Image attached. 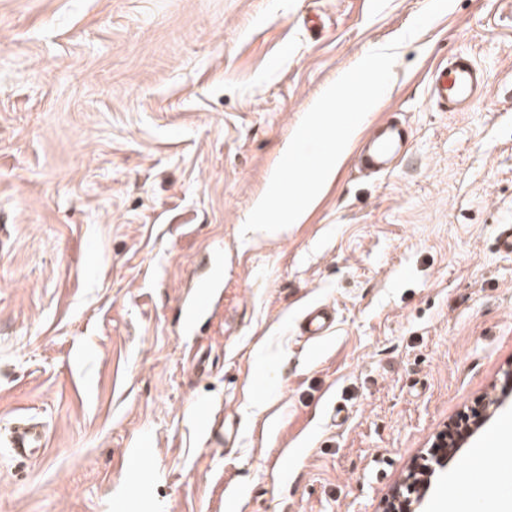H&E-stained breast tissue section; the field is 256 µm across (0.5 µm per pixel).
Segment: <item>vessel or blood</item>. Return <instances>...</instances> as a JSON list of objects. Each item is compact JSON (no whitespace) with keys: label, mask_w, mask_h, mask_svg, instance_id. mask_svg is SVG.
Returning a JSON list of instances; mask_svg holds the SVG:
<instances>
[{"label":"vessel or blood","mask_w":512,"mask_h":512,"mask_svg":"<svg viewBox=\"0 0 512 512\" xmlns=\"http://www.w3.org/2000/svg\"><path fill=\"white\" fill-rule=\"evenodd\" d=\"M487 88L482 70L470 55L455 53L439 62L431 73L430 99L437 107L462 112L481 97ZM412 145L411 129L395 118L377 122L357 150L356 164L370 174H389L408 154ZM224 252L215 250L209 276L195 282L181 307V332L196 335L200 322L214 313L224 288ZM335 317L327 307L315 305L303 314L300 329L311 339L325 336L333 327ZM45 430L22 421L14 428L7 442L13 458L30 460L45 447Z\"/></svg>","instance_id":"1"}]
</instances>
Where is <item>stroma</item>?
<instances>
[{
	"instance_id": "35a3bbf8",
	"label": "stroma",
	"mask_w": 512,
	"mask_h": 512,
	"mask_svg": "<svg viewBox=\"0 0 512 512\" xmlns=\"http://www.w3.org/2000/svg\"><path fill=\"white\" fill-rule=\"evenodd\" d=\"M427 0H0V512H387L461 414L512 418V0H453L402 44L371 121L414 132L393 173L344 162L306 222L243 236L305 113ZM488 76L441 112L434 64ZM224 248V300L179 315ZM334 312L328 336L299 322ZM209 409L212 431L199 428ZM465 449L449 474L471 500ZM335 321L331 310L325 306L315 305L304 312L300 329L303 335L308 336V339L317 340L332 329ZM46 432L38 429L27 421H20L6 443L9 454L20 460H31L36 457L40 448L46 447Z\"/></svg>"
}]
</instances>
